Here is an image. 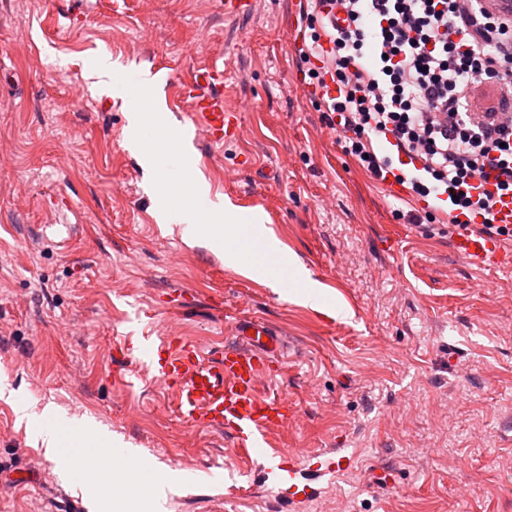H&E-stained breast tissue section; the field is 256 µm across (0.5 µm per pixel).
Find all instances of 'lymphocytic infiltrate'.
I'll list each match as a JSON object with an SVG mask.
<instances>
[{
  "label": "lymphocytic infiltrate",
  "instance_id": "1",
  "mask_svg": "<svg viewBox=\"0 0 512 512\" xmlns=\"http://www.w3.org/2000/svg\"><path fill=\"white\" fill-rule=\"evenodd\" d=\"M310 2L299 63L344 152L375 180L392 173L412 197L446 201L449 223L478 215L482 234L511 238L490 196L466 186L493 171L512 191V15L487 0H341L335 28L324 0ZM487 88L498 103L475 116L470 99Z\"/></svg>",
  "mask_w": 512,
  "mask_h": 512
}]
</instances>
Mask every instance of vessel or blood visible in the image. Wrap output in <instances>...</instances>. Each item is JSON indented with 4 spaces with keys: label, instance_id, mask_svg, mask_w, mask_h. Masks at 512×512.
Wrapping results in <instances>:
<instances>
[{
    "label": "vessel or blood",
    "instance_id": "b4317fda",
    "mask_svg": "<svg viewBox=\"0 0 512 512\" xmlns=\"http://www.w3.org/2000/svg\"><path fill=\"white\" fill-rule=\"evenodd\" d=\"M224 77L223 63L215 61L194 70L186 86L195 134L214 145L223 144L235 128L234 115L224 107ZM482 189L493 197L495 223L512 226V195H498L492 177L483 180ZM453 249L467 262L512 270V246L498 238L466 231L454 238ZM136 350L140 364L172 389L175 412L183 423L230 434L236 447L292 503H303L313 495L311 484L300 480L302 470L296 459L285 457L269 437L289 411L285 398L260 388L274 378L271 365L282 352L272 328L244 317L236 320L232 341L218 348L206 351L178 336L160 342L145 336ZM350 461L343 448L325 454L312 476L320 479L335 474Z\"/></svg>",
    "mask_w": 512,
    "mask_h": 512
}]
</instances>
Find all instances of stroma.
I'll use <instances>...</instances> for the list:
<instances>
[{
  "mask_svg": "<svg viewBox=\"0 0 512 512\" xmlns=\"http://www.w3.org/2000/svg\"><path fill=\"white\" fill-rule=\"evenodd\" d=\"M299 24L300 0H256L240 17L224 0H0V385L184 474L164 512H321L331 495L338 512H512V272L460 259L445 210L408 223L419 201L344 153L298 69ZM102 53L133 78L144 61L162 67L184 127L193 69L223 59L239 123L223 145L195 147L198 169L212 193L265 213L342 316L156 220L126 145L131 101L87 73ZM242 316L289 347L273 389L294 416L274 446L312 467L335 448L353 455L302 506L229 436L177 419L170 389L116 347L171 331L217 347ZM125 494L121 480L83 493L0 398V512H111Z\"/></svg>",
  "mask_w": 512,
  "mask_h": 512,
  "instance_id": "1",
  "label": "stroma"
}]
</instances>
